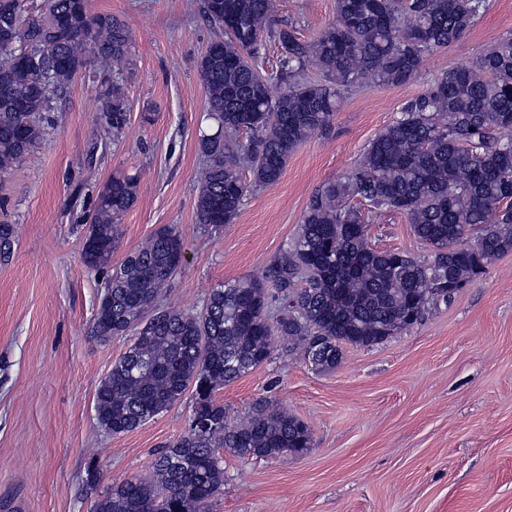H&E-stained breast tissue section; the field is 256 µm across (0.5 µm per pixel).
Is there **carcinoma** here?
I'll return each instance as SVG.
<instances>
[{
	"label": "carcinoma",
	"mask_w": 512,
	"mask_h": 512,
	"mask_svg": "<svg viewBox=\"0 0 512 512\" xmlns=\"http://www.w3.org/2000/svg\"><path fill=\"white\" fill-rule=\"evenodd\" d=\"M488 8L489 0H336L333 22L304 44L273 28V0H202L203 17L224 38L196 62L214 122L198 139L196 223H233L252 187L279 181L294 149L330 126L346 91L416 81L426 55L461 39ZM268 38L281 57L274 77L253 62ZM129 45L124 23L91 12L88 0H43L34 11L26 0H0V177L41 145L45 113L87 68L96 120L121 137L129 106L119 79ZM310 67L319 79H306ZM276 79L285 83L278 95ZM400 112L353 168L315 190L296 237L263 276L218 285L198 311L161 303L185 261L176 227L112 264L139 177L116 174L98 192L82 246L84 265L102 275L90 336L130 344L97 389V424L112 435L134 431L188 390L193 405L187 430L155 455L148 476L100 493L91 460L83 482L95 495L92 512H209L223 485L222 451L244 459L307 452L313 437L303 421L270 402L231 421L217 392L269 360L277 340L306 353L319 344L311 365L334 369L346 347L408 330L512 252V31L442 71ZM355 198L407 217L430 256L372 247ZM16 242L17 225L1 220L0 263ZM272 288L292 297L289 314L271 315Z\"/></svg>",
	"instance_id": "carcinoma-1"
}]
</instances>
